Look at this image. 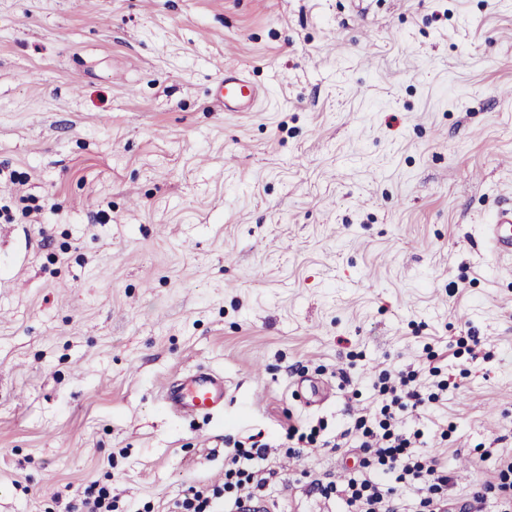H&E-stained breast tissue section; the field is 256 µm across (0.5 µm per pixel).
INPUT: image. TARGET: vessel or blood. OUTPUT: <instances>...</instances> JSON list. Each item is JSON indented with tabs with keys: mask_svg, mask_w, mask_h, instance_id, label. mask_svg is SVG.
Returning a JSON list of instances; mask_svg holds the SVG:
<instances>
[{
	"mask_svg": "<svg viewBox=\"0 0 512 512\" xmlns=\"http://www.w3.org/2000/svg\"><path fill=\"white\" fill-rule=\"evenodd\" d=\"M220 90L225 106L240 110L251 108L259 96L244 73L238 70H225ZM484 235L495 255L511 259L512 208L499 211L493 223L485 225ZM227 391L223 374L200 366L170 382L162 400L172 414L209 416L223 407Z\"/></svg>",
	"mask_w": 512,
	"mask_h": 512,
	"instance_id": "b4317fda",
	"label": "vessel or blood"
}]
</instances>
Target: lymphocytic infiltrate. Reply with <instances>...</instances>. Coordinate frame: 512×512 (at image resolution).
<instances>
[{"mask_svg":"<svg viewBox=\"0 0 512 512\" xmlns=\"http://www.w3.org/2000/svg\"><path fill=\"white\" fill-rule=\"evenodd\" d=\"M382 401L369 417H358L343 431L351 447L359 449L361 475L343 484L310 481L311 493L328 499L340 497L349 512H400L398 487H416L422 496L414 512H482L487 501L498 503L499 512H512V456L499 458L497 469L477 484L470 496L458 499L448 494V468L426 448L422 429H409L406 414L439 403L448 390L442 382H420L417 371L399 372L397 378L380 376L374 384ZM227 449L224 483L189 487L175 501L173 512H242L247 500L265 486L258 474L268 456L261 434L237 439L225 437Z\"/></svg>","mask_w":512,"mask_h":512,"instance_id":"1","label":"lymphocytic infiltrate"}]
</instances>
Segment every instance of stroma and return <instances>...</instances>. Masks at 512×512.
<instances>
[{
  "mask_svg": "<svg viewBox=\"0 0 512 512\" xmlns=\"http://www.w3.org/2000/svg\"><path fill=\"white\" fill-rule=\"evenodd\" d=\"M75 2L0 0V512H170L245 431L276 512H345L308 483L357 451L286 455L285 413L335 439L421 367L448 398L407 425L469 495L512 452V0ZM199 366L223 409L170 414ZM220 90L224 107H236L240 110L251 108L259 96L244 73L238 70H224V77L220 79ZM484 235L495 255L511 259L512 208L499 211L493 224H485ZM82 496V505L86 509L84 512H115L116 500L107 488L92 483L84 488Z\"/></svg>",
  "mask_w": 512,
  "mask_h": 512,
  "instance_id": "35a3bbf8",
  "label": "stroma"
}]
</instances>
